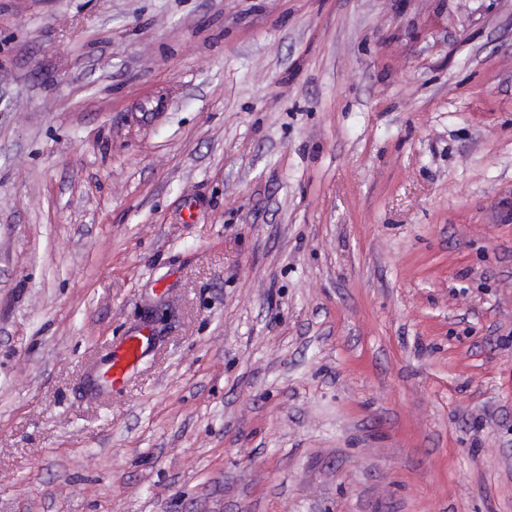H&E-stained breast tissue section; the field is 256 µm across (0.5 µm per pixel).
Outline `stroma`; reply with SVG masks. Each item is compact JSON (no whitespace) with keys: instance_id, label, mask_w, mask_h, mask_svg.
Instances as JSON below:
<instances>
[{"instance_id":"stroma-1","label":"stroma","mask_w":512,"mask_h":512,"mask_svg":"<svg viewBox=\"0 0 512 512\" xmlns=\"http://www.w3.org/2000/svg\"><path fill=\"white\" fill-rule=\"evenodd\" d=\"M0 512H512V0H0ZM149 343L150 335L143 329L125 336L112 349L110 363L105 372L106 380L112 388L124 383L128 374L138 365Z\"/></svg>"}]
</instances>
